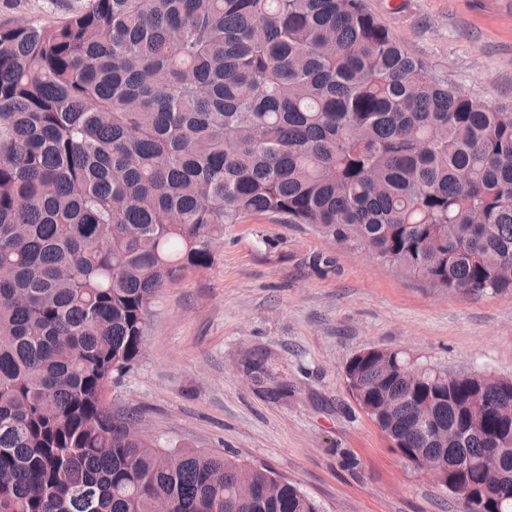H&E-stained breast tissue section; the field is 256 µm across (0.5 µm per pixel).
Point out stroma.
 Masks as SVG:
<instances>
[{"label":"stroma","instance_id":"obj_1","mask_svg":"<svg viewBox=\"0 0 512 512\" xmlns=\"http://www.w3.org/2000/svg\"><path fill=\"white\" fill-rule=\"evenodd\" d=\"M89 2L0 0V26L58 25ZM366 6L461 92L512 104V0ZM370 348L512 378V294L442 292L309 225L250 217L226 227L209 267L158 294L144 350L108 398L166 444L270 467L323 512H456L357 405L344 370Z\"/></svg>","mask_w":512,"mask_h":512}]
</instances>
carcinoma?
Wrapping results in <instances>:
<instances>
[{
    "label": "carcinoma",
    "instance_id": "1",
    "mask_svg": "<svg viewBox=\"0 0 512 512\" xmlns=\"http://www.w3.org/2000/svg\"><path fill=\"white\" fill-rule=\"evenodd\" d=\"M262 214L443 292L512 293V106L364 0H92L0 27V512H322L266 466L146 445L108 403L162 288ZM387 355L404 371L364 362L366 404L448 464L460 512H512V379L448 375L430 426L435 372Z\"/></svg>",
    "mask_w": 512,
    "mask_h": 512
}]
</instances>
